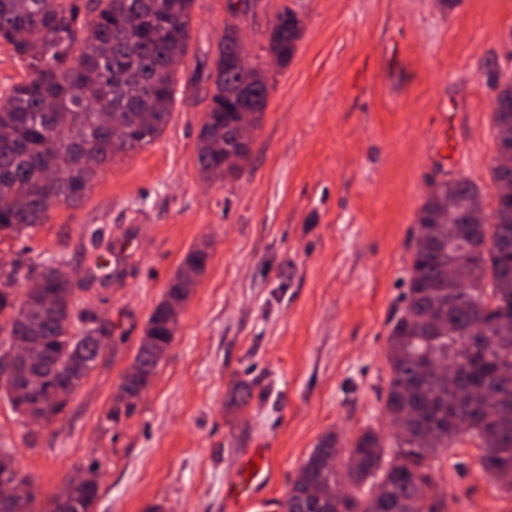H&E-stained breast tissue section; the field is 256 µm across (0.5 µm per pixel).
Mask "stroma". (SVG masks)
Segmentation results:
<instances>
[{
    "instance_id": "35a3bbf8",
    "label": "stroma",
    "mask_w": 512,
    "mask_h": 512,
    "mask_svg": "<svg viewBox=\"0 0 512 512\" xmlns=\"http://www.w3.org/2000/svg\"><path fill=\"white\" fill-rule=\"evenodd\" d=\"M287 8L303 34L286 65H267L249 162L203 180L196 139L224 25L240 24L253 62ZM181 72L158 140L107 164L31 240L0 243L2 266L24 255L83 278L81 300L121 338L51 425H27L0 397V446L42 494L101 463L93 512H262L326 434L345 449L367 428L392 437L387 339L412 234L430 182L490 185L512 0H196ZM125 239L116 277L106 247ZM203 241L209 260L152 384L110 420L151 312ZM257 448L272 451L269 478L231 510L224 486ZM477 454L459 449L457 470L437 463L441 512H512Z\"/></svg>"
}]
</instances>
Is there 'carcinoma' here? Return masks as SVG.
Masks as SVG:
<instances>
[{
    "label": "carcinoma",
    "mask_w": 512,
    "mask_h": 512,
    "mask_svg": "<svg viewBox=\"0 0 512 512\" xmlns=\"http://www.w3.org/2000/svg\"><path fill=\"white\" fill-rule=\"evenodd\" d=\"M195 0H0V45L28 71L0 94V243L29 238L52 207L80 201L99 170L119 155L159 139L171 118L174 85L189 48ZM278 13L268 53L288 62L301 28ZM239 28L224 26V41L209 68L210 103L200 127L196 160L206 179L235 174L250 147L239 123L257 127L268 85L260 65L237 54ZM496 145L512 152V78L498 85ZM493 206L467 180L433 187L420 209L406 305L388 336L390 379L384 410L397 427L388 445L374 430L351 443L356 465L340 473L336 434L315 446L281 503L282 512H439L443 493L434 462L471 442L478 464L512 496V191L491 169ZM472 212L484 223L469 224ZM208 244L185 262L204 273ZM41 287L17 299L10 286L19 267L0 272V335L31 339L43 381L23 398L18 384L0 382L13 413L54 422L109 343L111 325L78 305L83 281L64 278L43 262ZM191 291L175 274L151 313L108 418L129 414L150 386L177 329L172 309ZM9 478L25 486L14 512H93L99 484L66 480L36 506L34 478L20 469Z\"/></svg>",
    "instance_id": "carcinoma-1"
}]
</instances>
